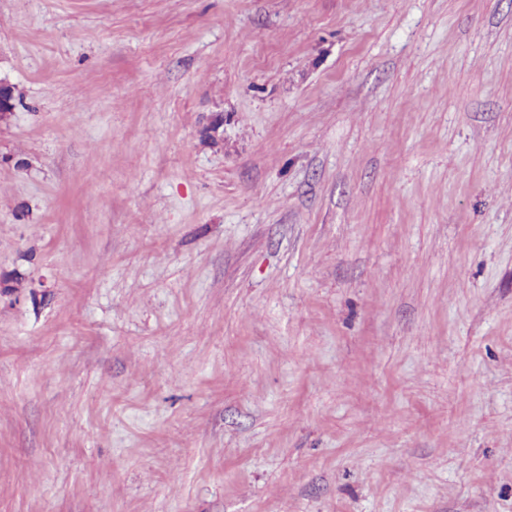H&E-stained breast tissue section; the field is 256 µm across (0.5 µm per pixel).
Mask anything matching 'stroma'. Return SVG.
Wrapping results in <instances>:
<instances>
[{
  "label": "stroma",
  "instance_id": "obj_1",
  "mask_svg": "<svg viewBox=\"0 0 512 512\" xmlns=\"http://www.w3.org/2000/svg\"><path fill=\"white\" fill-rule=\"evenodd\" d=\"M0 512H512V0H0Z\"/></svg>",
  "mask_w": 512,
  "mask_h": 512
}]
</instances>
